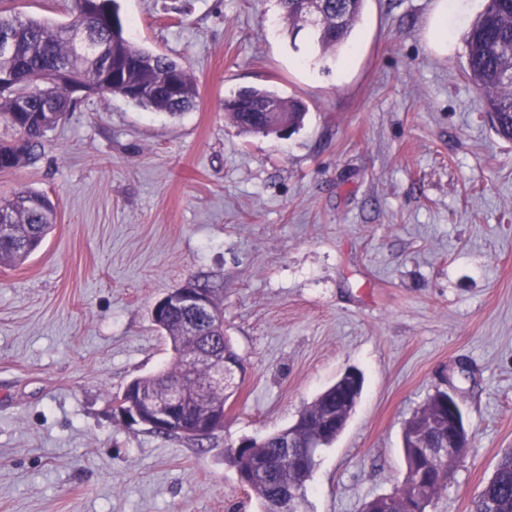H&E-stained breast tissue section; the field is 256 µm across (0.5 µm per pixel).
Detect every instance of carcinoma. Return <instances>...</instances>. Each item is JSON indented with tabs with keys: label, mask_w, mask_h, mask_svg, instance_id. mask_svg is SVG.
I'll return each instance as SVG.
<instances>
[{
	"label": "carcinoma",
	"mask_w": 512,
	"mask_h": 512,
	"mask_svg": "<svg viewBox=\"0 0 512 512\" xmlns=\"http://www.w3.org/2000/svg\"><path fill=\"white\" fill-rule=\"evenodd\" d=\"M364 0H325L322 18L316 23L313 45L321 53H336L349 39L362 12ZM283 17L289 29L299 32L305 26L303 2L280 0ZM97 30L95 55L83 52L78 33L85 28ZM12 38L13 53L0 56V70L8 69L15 81L8 89L0 88V116L16 132V138L0 142V171L8 172L29 165L38 157V148L46 133L53 129L48 123L38 124L34 116L54 112L65 116L70 111L72 81L77 79L87 88L101 93L126 96V89L135 86L138 96L131 102L154 111L180 115L191 110L199 95L195 78L175 59L154 54L130 42L123 28L116 30L104 21L87 15L85 0H72L70 18L55 23L24 17L12 8L0 7V34ZM466 49L464 73L479 91L492 129L501 138L512 141V0H486L483 11L463 34ZM122 66L121 80L104 83L105 62ZM256 106L275 104L279 113L269 117L268 126L258 127L249 122L237 108L239 95L224 102V111L245 133L269 135L286 123L295 130L301 126L306 105L299 99L284 98L259 88L250 89ZM27 111H19L20 104ZM56 221V205L46 196L29 188H21L0 199V267L24 263L51 232ZM197 286L205 289L214 306L218 326L216 343L227 359L240 360L230 339L224 333V312L221 308L224 289L206 277H193ZM152 320L170 342L172 358L159 372L132 380L127 388L139 389L144 396L162 397L168 384L179 377L184 359L205 346L210 325L197 324L198 335L185 331L184 317L179 312L154 314ZM230 395L215 393L208 400L195 403L196 412L184 419L205 424L218 414ZM351 407L336 396L331 386L301 412V423L291 429L269 434L261 441H252L246 448H227L224 461L237 475L250 477L248 489L261 506V512H276L279 495L288 487L304 480V473L288 468V448L304 450L320 437L321 447L335 442L332 434L336 416ZM427 427H445L446 419L436 411V397L422 408ZM419 450L404 448L407 473L404 487L377 501L365 504L364 512H406L410 500L418 497L430 504L448 484V472L455 462L423 474L422 484H416L420 469ZM472 512H512V449L498 460L493 476L473 500Z\"/></svg>",
	"instance_id": "cac0c4a2"
}]
</instances>
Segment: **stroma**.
<instances>
[{"mask_svg":"<svg viewBox=\"0 0 512 512\" xmlns=\"http://www.w3.org/2000/svg\"><path fill=\"white\" fill-rule=\"evenodd\" d=\"M438 0H365L347 72L279 0H119L125 35L196 79L173 117L78 91L38 161L0 173L57 206L0 267V512H261L224 450L291 426L337 376L361 399L303 512H362L403 485L402 433L436 392L471 436L428 512H470L512 448V142L465 47L426 37ZM304 102L284 136L242 133L239 89ZM204 273L243 377L204 449L113 413L170 342L155 303Z\"/></svg>","mask_w":512,"mask_h":512,"instance_id":"stroma-1","label":"stroma"}]
</instances>
